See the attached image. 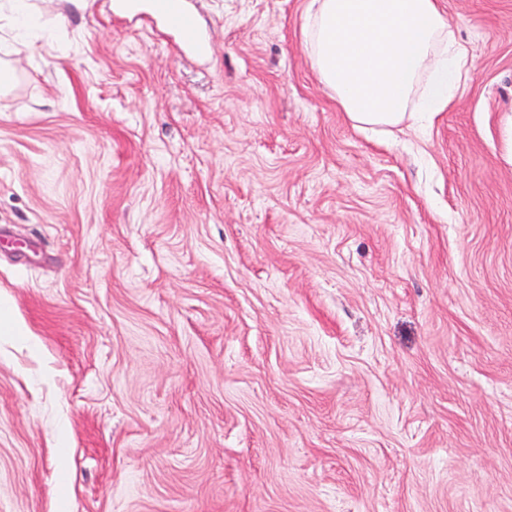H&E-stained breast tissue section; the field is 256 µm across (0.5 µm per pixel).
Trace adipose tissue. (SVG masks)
<instances>
[{
    "mask_svg": "<svg viewBox=\"0 0 512 512\" xmlns=\"http://www.w3.org/2000/svg\"><path fill=\"white\" fill-rule=\"evenodd\" d=\"M302 41L357 128L446 111L465 90L470 58L440 0H309Z\"/></svg>",
    "mask_w": 512,
    "mask_h": 512,
    "instance_id": "adipose-tissue-1",
    "label": "adipose tissue"
}]
</instances>
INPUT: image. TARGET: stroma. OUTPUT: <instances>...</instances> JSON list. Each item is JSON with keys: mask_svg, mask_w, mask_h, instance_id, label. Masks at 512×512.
Masks as SVG:
<instances>
[{"mask_svg": "<svg viewBox=\"0 0 512 512\" xmlns=\"http://www.w3.org/2000/svg\"><path fill=\"white\" fill-rule=\"evenodd\" d=\"M0 0V512H512V0L352 127L308 0ZM112 13L122 14L135 19L150 14L162 27L178 34L184 40L185 47L198 54L210 45V38L199 26L197 17L190 5L179 1L161 0H110L106 4Z\"/></svg>", "mask_w": 512, "mask_h": 512, "instance_id": "obj_1", "label": "stroma"}]
</instances>
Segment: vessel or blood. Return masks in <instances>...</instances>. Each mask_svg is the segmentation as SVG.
I'll use <instances>...</instances> for the list:
<instances>
[{
    "mask_svg": "<svg viewBox=\"0 0 512 512\" xmlns=\"http://www.w3.org/2000/svg\"><path fill=\"white\" fill-rule=\"evenodd\" d=\"M107 7L133 19L145 14L153 16L162 27L181 36L191 52H199L210 43L190 5L180 4L179 0H108Z\"/></svg>",
    "mask_w": 512,
    "mask_h": 512,
    "instance_id": "1",
    "label": "vessel or blood"
}]
</instances>
